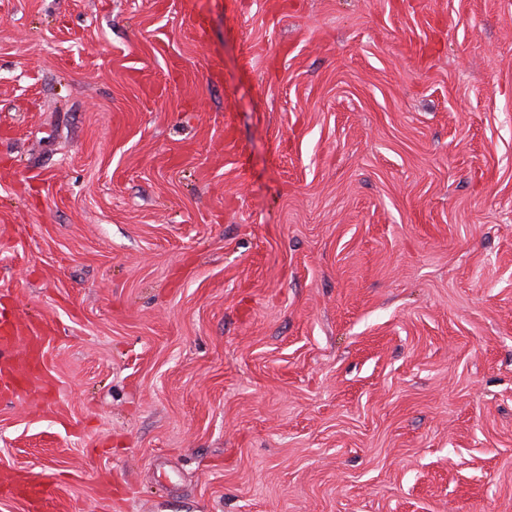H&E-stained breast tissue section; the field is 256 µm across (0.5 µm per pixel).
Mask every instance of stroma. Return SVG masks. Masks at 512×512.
I'll return each instance as SVG.
<instances>
[{"label": "stroma", "instance_id": "35a3bbf8", "mask_svg": "<svg viewBox=\"0 0 512 512\" xmlns=\"http://www.w3.org/2000/svg\"><path fill=\"white\" fill-rule=\"evenodd\" d=\"M0 310V512H512V0H0ZM0 334L1 364L12 367V371L0 379L1 391H16L32 384L49 385L42 367L43 347L50 339L46 326L29 319L8 320L1 316ZM21 347L28 352L24 362L18 360Z\"/></svg>", "mask_w": 512, "mask_h": 512}]
</instances>
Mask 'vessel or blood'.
<instances>
[{
  "instance_id": "vessel-or-blood-1",
  "label": "vessel or blood",
  "mask_w": 512,
  "mask_h": 512,
  "mask_svg": "<svg viewBox=\"0 0 512 512\" xmlns=\"http://www.w3.org/2000/svg\"><path fill=\"white\" fill-rule=\"evenodd\" d=\"M49 339L43 324L18 317L0 321V363L10 368L7 375L0 377L1 390L47 385L42 362L43 347Z\"/></svg>"
}]
</instances>
